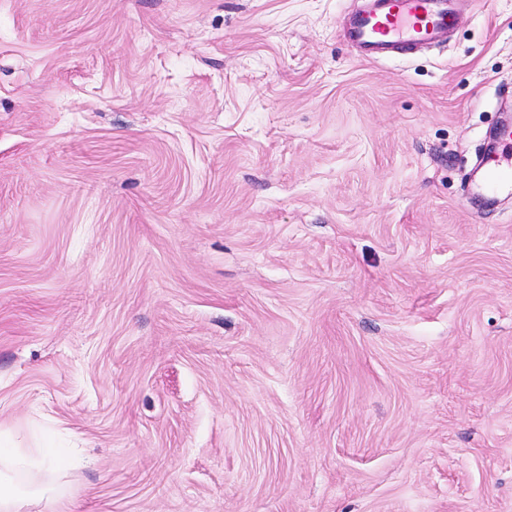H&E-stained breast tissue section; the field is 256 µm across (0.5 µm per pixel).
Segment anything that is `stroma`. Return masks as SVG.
Masks as SVG:
<instances>
[{
  "mask_svg": "<svg viewBox=\"0 0 512 512\" xmlns=\"http://www.w3.org/2000/svg\"><path fill=\"white\" fill-rule=\"evenodd\" d=\"M0 0V448L31 512H512V0ZM460 0H364L347 26L359 57L377 60L392 51L432 47L453 31ZM498 141L499 149L487 153L481 160L485 177L476 189L482 196L512 190V126L500 128ZM13 447L0 450V511L25 512L34 503L57 502L60 495L53 478L34 482L31 471L38 463L50 477L61 475V460L54 454L43 453L41 448Z\"/></svg>",
  "mask_w": 512,
  "mask_h": 512,
  "instance_id": "obj_1",
  "label": "stroma"
}]
</instances>
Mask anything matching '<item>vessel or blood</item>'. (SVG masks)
Listing matches in <instances>:
<instances>
[{
    "label": "vessel or blood",
    "instance_id": "obj_1",
    "mask_svg": "<svg viewBox=\"0 0 512 512\" xmlns=\"http://www.w3.org/2000/svg\"><path fill=\"white\" fill-rule=\"evenodd\" d=\"M459 0H364L347 26L349 42L361 58L377 60L392 51L432 47L453 31ZM498 150L481 160L485 177L477 186L480 195L512 189V126H502Z\"/></svg>",
    "mask_w": 512,
    "mask_h": 512
}]
</instances>
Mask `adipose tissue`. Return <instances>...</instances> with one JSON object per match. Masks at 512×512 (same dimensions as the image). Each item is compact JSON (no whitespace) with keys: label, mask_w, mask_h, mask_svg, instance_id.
Returning <instances> with one entry per match:
<instances>
[{"label":"adipose tissue","mask_w":512,"mask_h":512,"mask_svg":"<svg viewBox=\"0 0 512 512\" xmlns=\"http://www.w3.org/2000/svg\"><path fill=\"white\" fill-rule=\"evenodd\" d=\"M64 470L54 454L38 448L0 451V512H26L34 503L60 498L55 476Z\"/></svg>","instance_id":"ef3b65f1"}]
</instances>
